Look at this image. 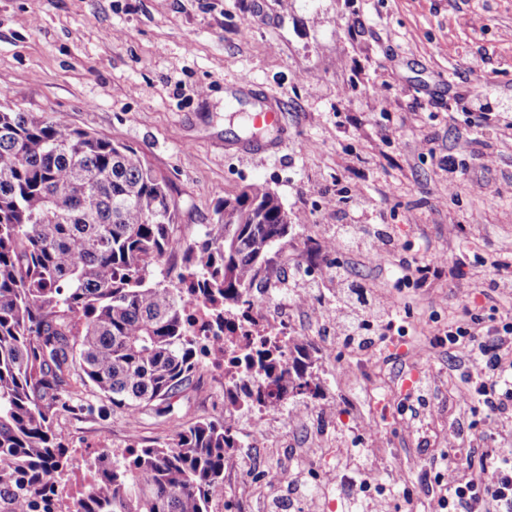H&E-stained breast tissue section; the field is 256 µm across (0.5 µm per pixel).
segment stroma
<instances>
[{"label":"stroma","mask_w":512,"mask_h":512,"mask_svg":"<svg viewBox=\"0 0 512 512\" xmlns=\"http://www.w3.org/2000/svg\"><path fill=\"white\" fill-rule=\"evenodd\" d=\"M244 73L284 99L279 126L252 131L248 112L231 111ZM0 105L132 146L169 180L185 240L215 223L218 200L253 182L287 210L293 232L257 285L277 284L291 302L319 389L289 399V424L258 442L248 412L202 375L173 399L181 422L223 419L261 450V465L212 495L211 512H312L324 489L328 512H442L440 489L420 491L421 475L440 466L455 432L475 442L483 425L460 398L468 362L429 335L461 302L485 306L486 261L512 249V140L499 134L512 123V0H0ZM466 130L482 132L496 161L471 163L452 190L440 160ZM255 139L277 143L276 154L239 153ZM479 182L500 195L477 193ZM340 224L376 225L389 247L372 261L361 250L331 254L323 243ZM426 254L446 257L449 274L397 282L399 262ZM340 264L409 305L401 333L375 352L348 347L334 323L309 330L311 309L336 308ZM306 286L307 306L293 304ZM82 404L54 423L66 448L170 437L153 413L133 428L93 392ZM317 439L314 477L297 498L268 483L266 467L295 474V449ZM345 456L361 459L356 476L378 486L375 497L348 492L337 470Z\"/></svg>","instance_id":"obj_1"}]
</instances>
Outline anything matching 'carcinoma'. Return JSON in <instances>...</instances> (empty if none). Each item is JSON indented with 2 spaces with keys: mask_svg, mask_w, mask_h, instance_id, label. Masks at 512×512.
Returning <instances> with one entry per match:
<instances>
[{
  "mask_svg": "<svg viewBox=\"0 0 512 512\" xmlns=\"http://www.w3.org/2000/svg\"><path fill=\"white\" fill-rule=\"evenodd\" d=\"M215 212L217 223L186 241L168 182L133 147L45 112L0 108V512H57L54 487L69 463L54 421L81 407L89 386L130 426L153 410L173 434L94 466L73 512H209L240 442L221 419L171 417L199 370L183 289L203 288L232 325L293 227L261 183ZM176 251L178 283L149 281V267ZM251 351L243 347V367L280 394L313 392L298 337L286 361H254Z\"/></svg>",
  "mask_w": 512,
  "mask_h": 512,
  "instance_id": "1",
  "label": "carcinoma"
}]
</instances>
